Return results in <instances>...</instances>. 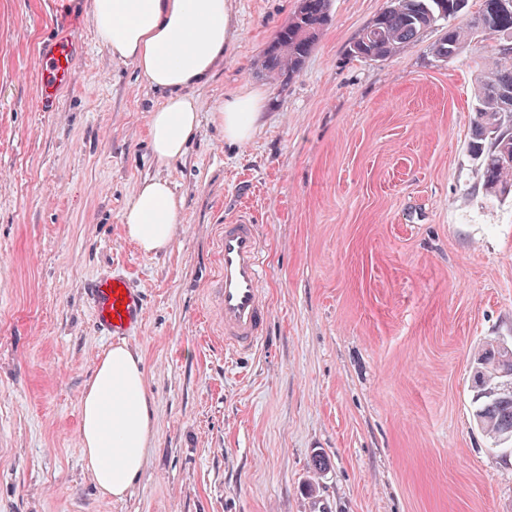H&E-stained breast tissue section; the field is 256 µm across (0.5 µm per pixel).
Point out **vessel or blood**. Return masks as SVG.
<instances>
[{
    "label": "vessel or blood",
    "mask_w": 512,
    "mask_h": 512,
    "mask_svg": "<svg viewBox=\"0 0 512 512\" xmlns=\"http://www.w3.org/2000/svg\"><path fill=\"white\" fill-rule=\"evenodd\" d=\"M68 46L59 44L41 64L40 94L50 99L71 80ZM262 243L255 224L241 218L226 224L223 266L218 280V308L224 323V346L234 353L254 355L267 335L269 308L261 288ZM96 323L106 334L127 336L144 319V299L126 276L106 274L90 288Z\"/></svg>",
    "instance_id": "obj_1"
}]
</instances>
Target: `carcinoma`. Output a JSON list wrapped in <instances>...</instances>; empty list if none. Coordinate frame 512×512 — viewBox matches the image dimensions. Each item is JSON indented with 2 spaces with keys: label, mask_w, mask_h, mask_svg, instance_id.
<instances>
[{
  "label": "carcinoma",
  "mask_w": 512,
  "mask_h": 512,
  "mask_svg": "<svg viewBox=\"0 0 512 512\" xmlns=\"http://www.w3.org/2000/svg\"><path fill=\"white\" fill-rule=\"evenodd\" d=\"M467 4L468 0H389L359 33L351 54L385 61L439 21L456 17ZM328 18V0H301L294 17L267 47L265 70L283 78L297 73ZM487 35L496 40L477 76L468 152L484 190L503 198L512 193V164L503 162L505 154H512V7L502 8L500 0H481L465 24L448 26L432 53L440 61L451 62L468 47L485 42ZM473 368L479 371V381L472 385L476 425L496 445L512 444V391L485 395L501 380V372L512 371V350L505 351L499 341L488 342L475 357Z\"/></svg>",
  "instance_id": "carcinoma-1"
}]
</instances>
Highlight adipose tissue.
I'll use <instances>...</instances> for the list:
<instances>
[{
    "mask_svg": "<svg viewBox=\"0 0 512 512\" xmlns=\"http://www.w3.org/2000/svg\"><path fill=\"white\" fill-rule=\"evenodd\" d=\"M234 0H92L91 19L114 59L132 63L160 92L149 115L159 166L181 158L199 129L194 88L206 85L224 64L234 39ZM261 96L225 101L216 115L230 142L250 140L259 128ZM182 201L167 179L137 188L124 213L127 237L145 253L174 242ZM81 456L99 490L124 497L141 477L154 442L153 402L142 357L127 343L100 358L80 406Z\"/></svg>",
    "mask_w": 512,
    "mask_h": 512,
    "instance_id": "ef3b65f1",
    "label": "adipose tissue"
}]
</instances>
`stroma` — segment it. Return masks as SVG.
I'll return each mask as SVG.
<instances>
[{
  "label": "stroma",
  "mask_w": 512,
  "mask_h": 512,
  "mask_svg": "<svg viewBox=\"0 0 512 512\" xmlns=\"http://www.w3.org/2000/svg\"><path fill=\"white\" fill-rule=\"evenodd\" d=\"M91 2L0 0V512H512V456L472 417L475 352L512 343V198L485 194L467 151L476 51L437 61L439 25L355 59L388 0H329L281 80L263 54L299 0H235L237 39L193 92L200 128L161 169L160 96L98 42ZM58 38L72 82L44 104L39 61ZM246 93L267 101L259 130L227 142L214 114ZM155 176L183 208L172 247L146 254L123 216ZM237 214L259 228L270 305L250 360L225 351L212 297ZM113 271L144 296L128 342L155 407L120 500L79 446L113 344L86 288Z\"/></svg>",
  "instance_id": "1"
}]
</instances>
